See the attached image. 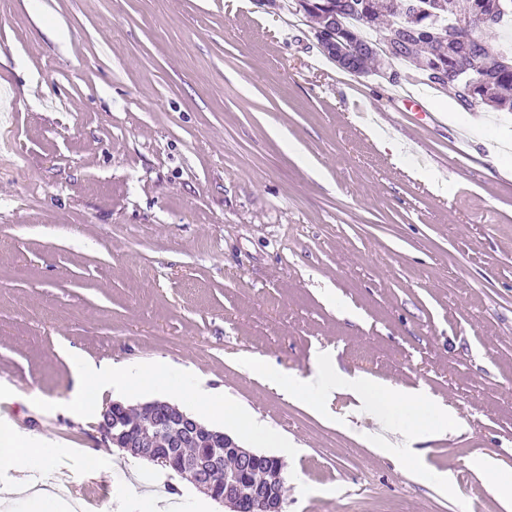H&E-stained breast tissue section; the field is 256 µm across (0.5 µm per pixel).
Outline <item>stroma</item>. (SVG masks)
Segmentation results:
<instances>
[{
	"instance_id": "obj_1",
	"label": "stroma",
	"mask_w": 512,
	"mask_h": 512,
	"mask_svg": "<svg viewBox=\"0 0 512 512\" xmlns=\"http://www.w3.org/2000/svg\"><path fill=\"white\" fill-rule=\"evenodd\" d=\"M410 90L438 121L257 0H0V424L57 443L0 467V512L92 469L107 512H226L107 447L74 352L190 366L260 414L296 445L285 512H506L472 462L512 477V112ZM322 353L461 429L402 463L245 366Z\"/></svg>"
}]
</instances>
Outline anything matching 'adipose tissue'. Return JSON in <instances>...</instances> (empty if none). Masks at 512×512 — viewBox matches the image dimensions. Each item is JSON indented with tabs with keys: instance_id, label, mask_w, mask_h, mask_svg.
<instances>
[{
	"instance_id": "1",
	"label": "adipose tissue",
	"mask_w": 512,
	"mask_h": 512,
	"mask_svg": "<svg viewBox=\"0 0 512 512\" xmlns=\"http://www.w3.org/2000/svg\"><path fill=\"white\" fill-rule=\"evenodd\" d=\"M250 371L286 397L299 400L310 412L322 414L324 402L336 385L347 390L365 405L368 417L387 421V431L378 435L375 450L406 458L413 442L425 436L441 434L447 412L437 410L426 397L393 390L388 384L370 377H355L337 382L333 365L316 363L314 373L303 380L288 377L257 360L247 363ZM76 380L74 399L79 408L95 409L104 392L117 389L132 396L148 389L165 390L172 398H188L216 422H234L251 442L270 448L284 447L268 423L239 405L225 401L223 394L207 389L192 373L151 366L123 364L110 369L74 360ZM52 442L39 435H22L14 428L0 426V466L14 470L29 467L31 460L47 456Z\"/></svg>"
}]
</instances>
